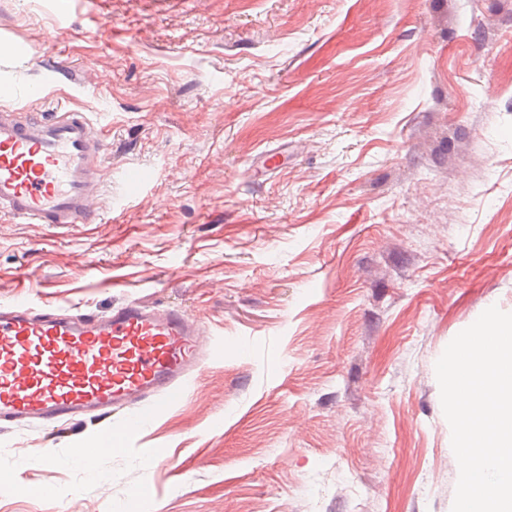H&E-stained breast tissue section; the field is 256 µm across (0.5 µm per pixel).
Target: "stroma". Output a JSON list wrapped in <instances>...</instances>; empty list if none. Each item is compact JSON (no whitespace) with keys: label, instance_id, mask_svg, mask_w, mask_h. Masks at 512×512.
<instances>
[{"label":"stroma","instance_id":"35a3bbf8","mask_svg":"<svg viewBox=\"0 0 512 512\" xmlns=\"http://www.w3.org/2000/svg\"><path fill=\"white\" fill-rule=\"evenodd\" d=\"M61 105L112 186L0 216V304L139 299L211 353L93 470L100 424L0 430V512H451L435 364L512 313V0H0V108Z\"/></svg>","mask_w":512,"mask_h":512}]
</instances>
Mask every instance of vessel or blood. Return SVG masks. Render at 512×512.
I'll return each instance as SVG.
<instances>
[{
    "label": "vessel or blood",
    "instance_id": "b4317fda",
    "mask_svg": "<svg viewBox=\"0 0 512 512\" xmlns=\"http://www.w3.org/2000/svg\"><path fill=\"white\" fill-rule=\"evenodd\" d=\"M107 144L85 113L0 112V214L88 224L106 183ZM176 308L132 299L104 314L0 305V426L104 423L98 451L134 437L143 410L180 401L210 351ZM125 421L112 429L113 414Z\"/></svg>",
    "mask_w": 512,
    "mask_h": 512
}]
</instances>
